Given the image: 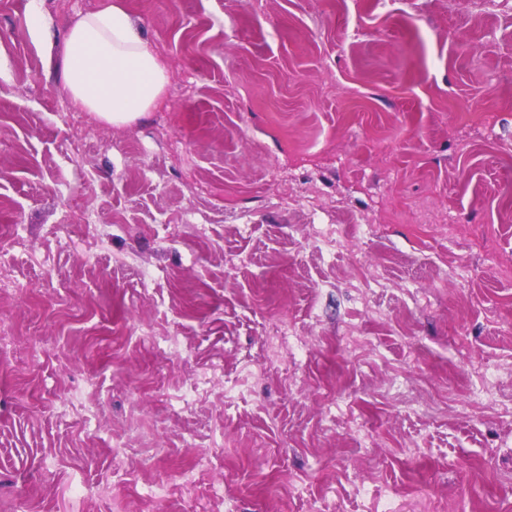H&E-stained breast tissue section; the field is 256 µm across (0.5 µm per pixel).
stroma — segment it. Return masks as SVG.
Wrapping results in <instances>:
<instances>
[{"label": "stroma", "instance_id": "1", "mask_svg": "<svg viewBox=\"0 0 512 512\" xmlns=\"http://www.w3.org/2000/svg\"><path fill=\"white\" fill-rule=\"evenodd\" d=\"M29 2L0 512H512V0H125L169 74L125 126ZM109 2L39 0L55 51Z\"/></svg>", "mask_w": 512, "mask_h": 512}]
</instances>
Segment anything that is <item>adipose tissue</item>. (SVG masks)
Here are the masks:
<instances>
[{"mask_svg": "<svg viewBox=\"0 0 512 512\" xmlns=\"http://www.w3.org/2000/svg\"><path fill=\"white\" fill-rule=\"evenodd\" d=\"M61 83L76 107L121 126L161 101L168 71L121 0L79 19L65 38Z\"/></svg>", "mask_w": 512, "mask_h": 512, "instance_id": "1", "label": "adipose tissue"}]
</instances>
